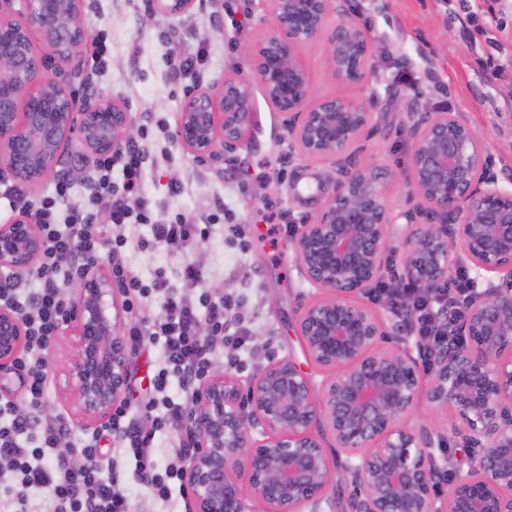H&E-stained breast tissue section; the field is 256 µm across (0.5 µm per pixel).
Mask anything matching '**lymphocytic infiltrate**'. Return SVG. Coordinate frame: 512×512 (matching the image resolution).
<instances>
[{
	"label": "lymphocytic infiltrate",
	"mask_w": 512,
	"mask_h": 512,
	"mask_svg": "<svg viewBox=\"0 0 512 512\" xmlns=\"http://www.w3.org/2000/svg\"><path fill=\"white\" fill-rule=\"evenodd\" d=\"M146 149L147 135L142 132L130 137L117 156L97 158V191L84 203L73 199L71 184L64 179L36 202L16 183L0 192L12 211L33 214L44 243L34 291L21 293L17 281L0 277V307L19 314L28 333V347L16 362L24 380L25 402L0 401V497L11 512H27L28 497L35 490L49 493V512H129L126 477L130 474L157 501L168 502L174 491L184 487L181 460L195 450L194 440L182 430L195 391L214 364L215 342L224 341L239 351L247 348L246 332L228 318L230 304L204 288L203 270L185 258L208 237L219 214L198 219L180 213L156 218L140 196ZM117 165L123 172L118 186L112 182V169ZM103 215L118 226L149 225L153 242L181 257V264L172 270L156 268L151 281L143 282L115 259L125 238L103 241L99 222ZM102 261L126 296L130 319L125 329L132 348L161 342L163 365L152 379V396L139 412H131L123 402L113 406L110 417L82 440L79 453L83 462L76 465L58 451L69 432L66 420L41 413L47 389L44 354L71 316L67 283L84 280ZM472 290L470 280L462 275L453 285L430 293L415 283L401 282L384 289L382 297L409 308V331L426 347L438 348L456 341V320ZM150 295L161 303V319L139 314L142 298ZM173 375L183 392L179 401L167 393ZM146 417L152 421L148 430L142 425ZM159 432L180 435L172 461L164 465L156 454L155 435ZM105 438L117 443L118 454L102 451L100 442Z\"/></svg>",
	"instance_id": "1"
}]
</instances>
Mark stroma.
I'll return each mask as SVG.
<instances>
[{"label":"stroma","mask_w":512,"mask_h":512,"mask_svg":"<svg viewBox=\"0 0 512 512\" xmlns=\"http://www.w3.org/2000/svg\"><path fill=\"white\" fill-rule=\"evenodd\" d=\"M356 22L374 37L379 52L378 90L384 120L377 132L359 144L362 163L391 168L397 180L389 191L393 212L412 206L407 185L411 114L423 100L445 105L476 132L486 136L491 165L501 181L512 180V80L488 78L477 60L489 50L484 38L468 43L461 21L462 0H349ZM148 0H83V22L91 39H104L106 67L97 71L92 46L84 44L76 61L89 74L86 92L125 106L133 129L148 127L150 144L144 162L142 193L155 212L191 217L222 211L221 223L189 254L199 262L205 287L229 296L235 314L248 330L251 350L242 355L229 349L216 352L215 368L241 381L256 376L270 362L293 359L320 387L327 373L308 358L296 325L301 308L320 297V289L305 279L294 248L301 222L313 221L319 199L307 189V175H295L288 164L290 149L279 113L266 100L241 46L258 41L270 24L265 0H196L192 11L168 19L152 18ZM205 48L204 73L197 84L221 89L234 76L251 91L254 124L240 146L223 164L195 158L174 136L177 113L191 81L173 79L171 61L185 52ZM323 40L299 45L308 65L312 95L364 98V84L336 81ZM414 83L399 84L400 74ZM181 183L171 193L170 183ZM301 202H291L294 189ZM122 235L126 263L142 280L154 269L179 265V257L150 240L148 225L123 229L105 226L104 236ZM73 354L69 329H62L46 355L55 366L48 374L47 406L69 422L71 441L85 437L78 423L76 393L66 373ZM162 345L155 342L131 353L129 383L124 402L137 405L146 395L149 380L161 365Z\"/></svg>","instance_id":"stroma-1"}]
</instances>
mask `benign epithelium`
I'll list each match as a JSON object with an SVG mask.
<instances>
[{
	"mask_svg": "<svg viewBox=\"0 0 512 512\" xmlns=\"http://www.w3.org/2000/svg\"><path fill=\"white\" fill-rule=\"evenodd\" d=\"M195 0H157L161 18ZM0 0V169L39 182L77 141L92 157L114 154L129 134L126 107L78 100L71 86L44 77L46 57L73 61L87 41L82 0ZM272 25L244 47L267 101L279 112L322 205L301 225L296 253L306 279L326 296L308 301L298 332L310 359L331 372L312 395L291 359L271 362L242 384L213 371L198 387L185 429L196 449L182 465L194 512H320L335 473L321 443L327 428L348 452L343 476L356 484L351 512H512V189L491 172L485 138L450 112L427 104L409 126L408 186L413 207L395 215L387 193L395 172L355 163L362 137L381 121L380 97L311 100L301 43L326 38L337 80L369 84L378 48L342 0H268ZM40 37L46 53L35 50ZM252 94L236 78L215 93L198 87L181 101L175 137L203 160L221 161L252 123ZM403 221L407 256L393 272L431 292L452 269L474 273V299L457 333L465 337L420 362L424 347L406 336L395 308L369 299L382 287L391 226ZM42 247L27 216L0 225V267L21 276ZM112 280L101 274L77 289L71 320L82 427L108 418L126 384L128 348L120 312L108 311ZM26 325L0 307V390L25 349ZM454 418L451 433L476 452L466 464L444 453L427 425L408 426L421 394ZM452 470L448 495L436 474Z\"/></svg>",
	"mask_w": 512,
	"mask_h": 512,
	"instance_id": "1",
	"label": "benign epithelium"
}]
</instances>
